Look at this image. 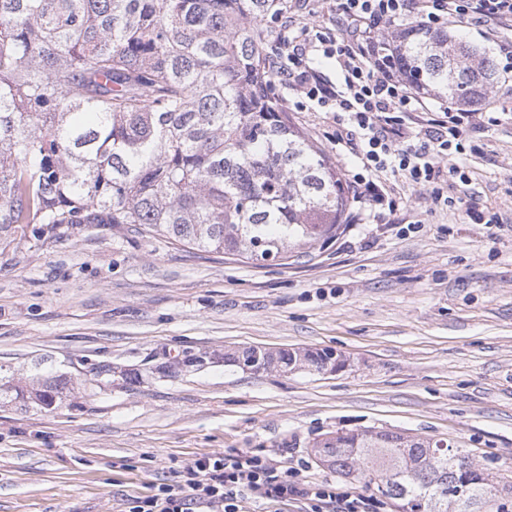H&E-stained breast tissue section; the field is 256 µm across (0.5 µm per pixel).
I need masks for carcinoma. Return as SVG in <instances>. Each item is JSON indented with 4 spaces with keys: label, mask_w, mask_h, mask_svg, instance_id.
Here are the masks:
<instances>
[{
    "label": "carcinoma",
    "mask_w": 512,
    "mask_h": 512,
    "mask_svg": "<svg viewBox=\"0 0 512 512\" xmlns=\"http://www.w3.org/2000/svg\"><path fill=\"white\" fill-rule=\"evenodd\" d=\"M285 0H0V249L76 224H125L256 265L309 261L349 204L326 150L271 91L261 24ZM380 54L418 94L470 109L512 95L485 44L418 22L384 26ZM274 367L323 374L330 351ZM256 365L253 349L224 357ZM0 403L56 409L69 380L1 374ZM336 474L402 512H484L502 490L465 450L391 430L312 444Z\"/></svg>",
    "instance_id": "cac0c4a2"
}]
</instances>
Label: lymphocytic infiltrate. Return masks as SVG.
Instances as JSON below:
<instances>
[{
    "mask_svg": "<svg viewBox=\"0 0 512 512\" xmlns=\"http://www.w3.org/2000/svg\"><path fill=\"white\" fill-rule=\"evenodd\" d=\"M343 24L337 32L281 41L287 67L279 83L336 114V141L355 145L359 170L348 188L367 210L395 207L398 186L422 192L434 206H453L444 193L452 165L473 131L497 119L485 111L446 103L427 104L380 58L375 35L388 23L415 18L432 28L471 16L484 26L512 27V0H336ZM321 55L335 60L338 82L324 80L309 65ZM250 499L262 504L303 500L306 512H371L370 497H340L332 484L301 482L299 471L275 466L262 455L200 456L170 482L128 501L127 512H239Z\"/></svg>",
    "mask_w": 512,
    "mask_h": 512,
    "instance_id": "obj_1",
    "label": "lymphocytic infiltrate"
}]
</instances>
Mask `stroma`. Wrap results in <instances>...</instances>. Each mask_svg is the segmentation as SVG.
I'll use <instances>...</instances> for the list:
<instances>
[{
    "instance_id": "stroma-1",
    "label": "stroma",
    "mask_w": 512,
    "mask_h": 512,
    "mask_svg": "<svg viewBox=\"0 0 512 512\" xmlns=\"http://www.w3.org/2000/svg\"><path fill=\"white\" fill-rule=\"evenodd\" d=\"M288 3V22L265 24L266 40L305 25L336 30L333 11ZM452 26L498 61L512 50L510 27L489 32L467 17ZM274 92L343 174L356 172L350 149L333 145L332 113L287 87ZM491 108L498 123L455 159L468 183L448 181L450 196L475 195L497 213L491 228L408 190L394 212L352 210L319 257L288 266L109 224L1 252L0 367L68 374L71 393L54 411L0 404V512H124L129 497L215 452L260 454L357 494L311 445L372 428L448 440L512 485V97ZM246 346L327 349L345 366L318 375L226 365ZM195 356L200 364L171 366ZM99 362L117 375L90 397L84 381ZM126 369L142 383L126 387Z\"/></svg>"
}]
</instances>
